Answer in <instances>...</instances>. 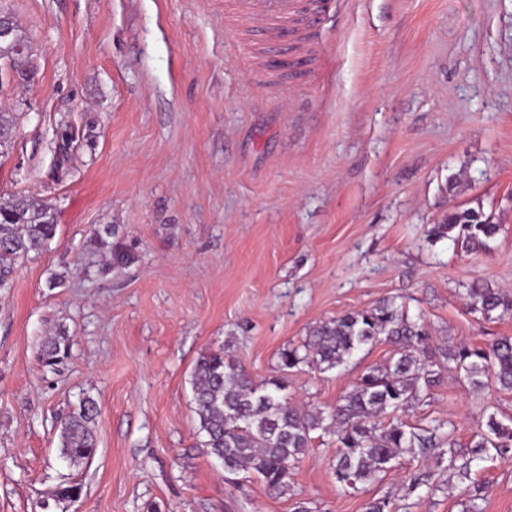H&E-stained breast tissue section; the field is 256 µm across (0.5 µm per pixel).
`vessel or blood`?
I'll use <instances>...</instances> for the list:
<instances>
[{
	"label": "vessel or blood",
	"mask_w": 512,
	"mask_h": 512,
	"mask_svg": "<svg viewBox=\"0 0 512 512\" xmlns=\"http://www.w3.org/2000/svg\"><path fill=\"white\" fill-rule=\"evenodd\" d=\"M331 7L330 0H229L226 19L233 27L243 19L266 30L269 37L262 54L289 49L305 55L310 51L308 35L313 24Z\"/></svg>",
	"instance_id": "b4317fda"
}]
</instances>
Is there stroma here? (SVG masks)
Here are the masks:
<instances>
[{"mask_svg": "<svg viewBox=\"0 0 512 512\" xmlns=\"http://www.w3.org/2000/svg\"><path fill=\"white\" fill-rule=\"evenodd\" d=\"M27 30L36 76L0 81L17 112L0 194L35 192L59 224L0 288V512H466L444 458L404 455L380 481L337 482L333 436L314 440L288 495L225 473L199 434L190 375L225 350L265 380L310 327L389 298L434 345L512 336V313L469 314L473 281L512 292V0H336L316 27L317 61L277 97L249 52L227 43L224 0H0ZM91 131L60 163V121ZM482 207L500 226L466 252L429 231ZM135 253L104 269L91 228ZM60 287H50L54 276ZM63 363L44 366L46 337ZM379 343L329 372L289 370L286 393L325 407ZM93 398L90 462L61 455V416ZM456 373L405 420L455 427L471 460L486 406ZM480 512H512V462L471 461ZM430 479L414 484V476ZM79 485L70 500L61 491ZM69 344L67 340L60 337L47 339L41 350L42 362L46 365H56L68 354Z\"/></svg>", "mask_w": 512, "mask_h": 512, "instance_id": "1", "label": "stroma"}]
</instances>
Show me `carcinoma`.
<instances>
[{
    "mask_svg": "<svg viewBox=\"0 0 512 512\" xmlns=\"http://www.w3.org/2000/svg\"><path fill=\"white\" fill-rule=\"evenodd\" d=\"M0 16L10 23L9 42L0 43V65L9 62L14 78L28 83L34 78L31 40L28 32L6 11ZM17 113L0 109V154L11 146ZM79 145L78 137L62 123L55 151L69 156ZM56 212L48 199L38 195L0 196V288L9 287L12 275L30 253L39 252L57 233ZM500 225L482 208H460L433 225L430 235L447 238L468 252L486 246ZM112 228L92 230V240L107 247V268L124 267L135 255L103 236ZM467 311L484 320L512 312V293L479 282L466 288ZM384 341L392 351L382 365L366 369L343 396L323 409H305L283 394L284 380L256 381L246 366L222 352L201 354L193 367L192 387L203 446L222 462L224 471L252 473L271 495L288 494L295 464L306 454L313 433H331L336 441L333 469L336 480L350 488L373 482L396 467L401 455L420 457L440 448L457 446L455 429H444L438 420L429 425H409L399 413L418 405L444 371L460 374L470 389L493 387L512 392V337H495L482 345L455 344L436 348L429 344L424 325L409 317L389 299L357 311L322 321L311 327L305 340L279 353L282 371L308 364L320 371L337 368L366 346ZM69 344L60 337L47 339L42 362L56 365L68 354ZM97 404L85 398L79 409L60 419L63 456L81 463L95 454L97 443L91 423ZM474 456L494 453L512 460V417L502 420L493 411L478 424L469 442ZM448 469L469 481L470 508L485 499L487 486L472 477L471 461L456 465L450 455Z\"/></svg>",
    "mask_w": 512,
    "mask_h": 512,
    "instance_id": "1",
    "label": "carcinoma"
}]
</instances>
